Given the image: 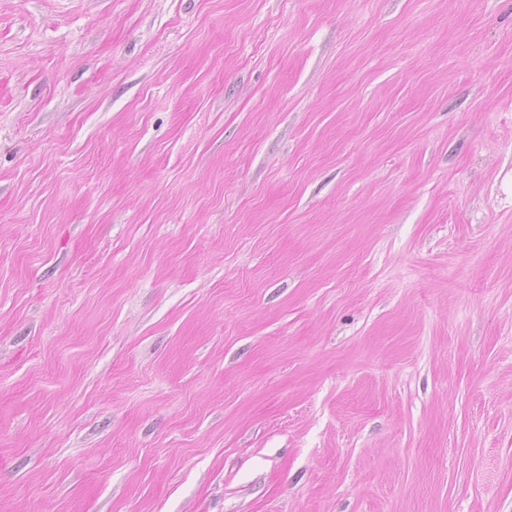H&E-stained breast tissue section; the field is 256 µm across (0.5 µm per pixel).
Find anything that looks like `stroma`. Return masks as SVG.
I'll use <instances>...</instances> for the list:
<instances>
[{
	"instance_id": "1",
	"label": "stroma",
	"mask_w": 512,
	"mask_h": 512,
	"mask_svg": "<svg viewBox=\"0 0 512 512\" xmlns=\"http://www.w3.org/2000/svg\"><path fill=\"white\" fill-rule=\"evenodd\" d=\"M0 512H512V0H0Z\"/></svg>"
}]
</instances>
